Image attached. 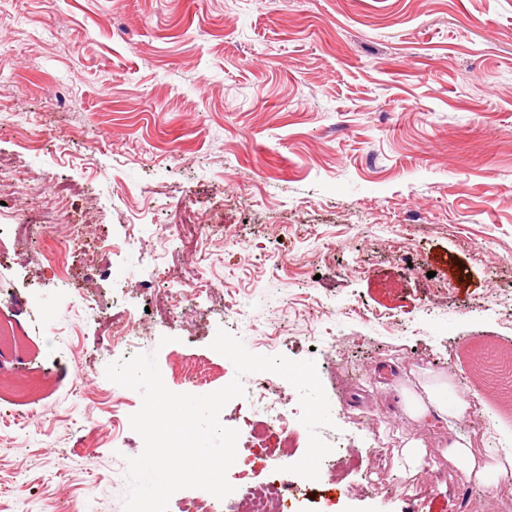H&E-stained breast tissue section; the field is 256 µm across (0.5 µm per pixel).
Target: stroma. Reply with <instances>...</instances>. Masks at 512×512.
I'll use <instances>...</instances> for the list:
<instances>
[{"mask_svg": "<svg viewBox=\"0 0 512 512\" xmlns=\"http://www.w3.org/2000/svg\"><path fill=\"white\" fill-rule=\"evenodd\" d=\"M0 158V224L58 215L0 238V512H123L141 396L107 365L153 351L170 390L207 394L235 375L221 328L314 360L319 434L359 457L338 480L328 457L317 482L291 475L298 512H493L446 450L512 439L489 361L512 351V0H0ZM69 181L81 194L58 198ZM186 210L205 252L117 249L130 222L154 235ZM192 272L211 294L144 313ZM129 312L134 351L112 343ZM434 377L464 417L402 411ZM250 413L220 414L236 493L280 466V431L253 440ZM405 438L427 450L412 479L392 459Z\"/></svg>", "mask_w": 512, "mask_h": 512, "instance_id": "stroma-1", "label": "stroma"}]
</instances>
